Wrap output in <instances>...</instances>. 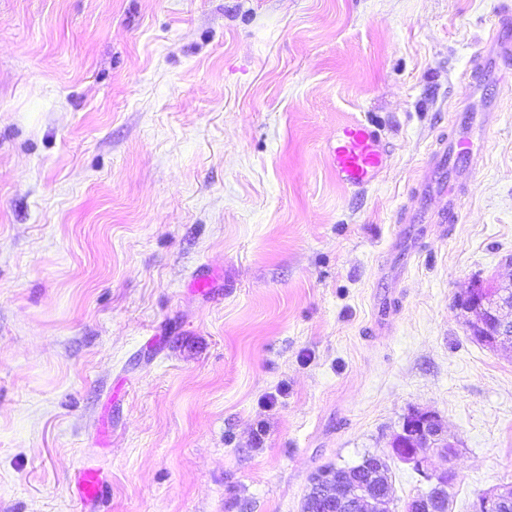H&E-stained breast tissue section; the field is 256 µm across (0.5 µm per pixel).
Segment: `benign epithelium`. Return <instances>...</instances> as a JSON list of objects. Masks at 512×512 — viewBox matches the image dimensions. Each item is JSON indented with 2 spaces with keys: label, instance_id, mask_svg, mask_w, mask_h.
Here are the masks:
<instances>
[{
  "label": "benign epithelium",
  "instance_id": "7a95c632",
  "mask_svg": "<svg viewBox=\"0 0 512 512\" xmlns=\"http://www.w3.org/2000/svg\"><path fill=\"white\" fill-rule=\"evenodd\" d=\"M458 309L470 335L487 348L512 346L511 285L500 286L492 292L482 280L476 279L458 298ZM424 449L453 457L458 444L448 435L436 413L412 409L391 441V450L412 465L426 483V490L411 499L407 512H431L428 490L434 487L447 490L454 480L450 470L434 473L427 469ZM475 512H512V490L495 487L485 491L478 499Z\"/></svg>",
  "mask_w": 512,
  "mask_h": 512
}]
</instances>
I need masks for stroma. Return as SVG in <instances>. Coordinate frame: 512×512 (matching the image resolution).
Wrapping results in <instances>:
<instances>
[{
    "label": "stroma",
    "instance_id": "obj_1",
    "mask_svg": "<svg viewBox=\"0 0 512 512\" xmlns=\"http://www.w3.org/2000/svg\"><path fill=\"white\" fill-rule=\"evenodd\" d=\"M512 0H0V512H303L412 409L451 512L512 487V348L456 300L512 279V95L470 83ZM455 224H407L461 106ZM386 167L336 183L337 128ZM209 286H193L197 275ZM329 161L336 181L343 186L366 190L385 167L386 152L379 131L361 121L343 124L329 148ZM355 466L351 467H335L332 465L325 466L324 469H319V471L312 476L311 478V488L309 493L306 496L304 503V512H323L321 510V501L318 496L316 485V480L323 473H329L330 477L335 481L344 486V488L350 493L354 494L358 488H361L359 482H357L351 475V469ZM108 480L96 468L88 467L79 471L75 478L74 497L77 505L84 510L97 505L103 499Z\"/></svg>",
    "mask_w": 512,
    "mask_h": 512
}]
</instances>
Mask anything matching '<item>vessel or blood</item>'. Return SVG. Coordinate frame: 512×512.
<instances>
[{
	"label": "vessel or blood",
	"mask_w": 512,
	"mask_h": 512,
	"mask_svg": "<svg viewBox=\"0 0 512 512\" xmlns=\"http://www.w3.org/2000/svg\"><path fill=\"white\" fill-rule=\"evenodd\" d=\"M491 30V38L481 51V58L499 62L506 68L512 66V14L496 12ZM452 160L467 163L473 172L479 170L482 162L481 156L473 154L470 141L463 138L445 142L442 151L432 152L421 190L425 193H440L443 206L433 216L424 209H417L411 218L412 223L445 224L460 219L465 200L461 187L446 185L436 177L446 162ZM329 161L337 182L346 187L366 190L373 185L386 163V152L379 131L360 121L343 124L337 132L335 143L329 149ZM107 483L106 476L99 469L88 467L80 470L74 488L77 505L88 508L99 504Z\"/></svg>",
	"instance_id": "1"
}]
</instances>
